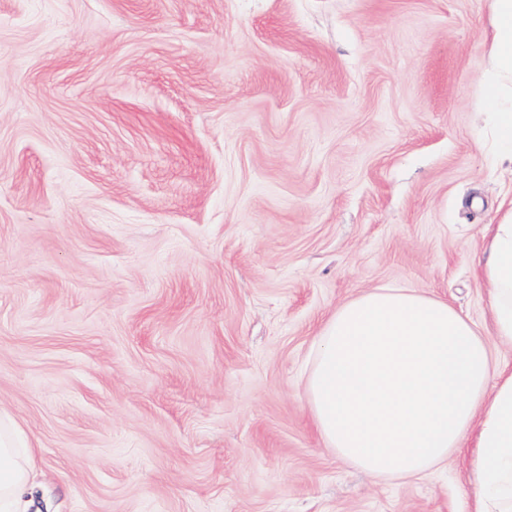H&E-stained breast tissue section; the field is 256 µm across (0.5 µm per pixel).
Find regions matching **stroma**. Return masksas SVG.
<instances>
[{
	"label": "stroma",
	"instance_id": "35a3bbf8",
	"mask_svg": "<svg viewBox=\"0 0 512 512\" xmlns=\"http://www.w3.org/2000/svg\"><path fill=\"white\" fill-rule=\"evenodd\" d=\"M491 0H0V416L27 512H467L320 440L305 367L382 285L481 332Z\"/></svg>",
	"mask_w": 512,
	"mask_h": 512
}]
</instances>
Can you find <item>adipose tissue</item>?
<instances>
[{
	"instance_id": "1",
	"label": "adipose tissue",
	"mask_w": 512,
	"mask_h": 512,
	"mask_svg": "<svg viewBox=\"0 0 512 512\" xmlns=\"http://www.w3.org/2000/svg\"><path fill=\"white\" fill-rule=\"evenodd\" d=\"M491 6L487 111L496 159L512 165V0ZM482 255L490 335L415 289L366 291L322 324L307 401L327 447L377 477H415L471 442V512H512V367L494 366L489 347L512 346V210L489 226ZM31 453L22 431L0 426V512H18L34 488Z\"/></svg>"
}]
</instances>
